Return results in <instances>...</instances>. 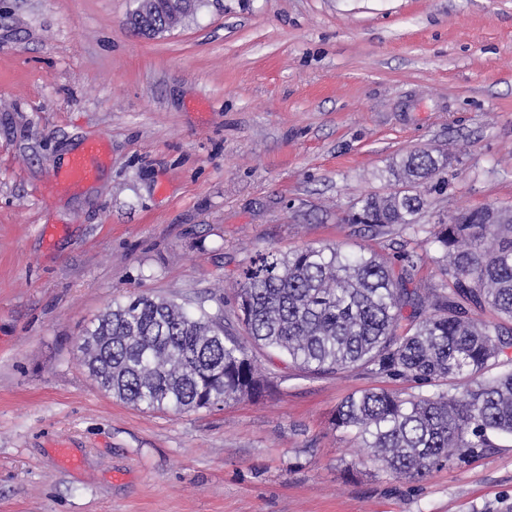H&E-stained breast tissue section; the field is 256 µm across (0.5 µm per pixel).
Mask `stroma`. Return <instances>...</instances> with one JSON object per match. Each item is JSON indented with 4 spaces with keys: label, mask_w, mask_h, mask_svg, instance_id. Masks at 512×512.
Wrapping results in <instances>:
<instances>
[{
    "label": "stroma",
    "mask_w": 512,
    "mask_h": 512,
    "mask_svg": "<svg viewBox=\"0 0 512 512\" xmlns=\"http://www.w3.org/2000/svg\"><path fill=\"white\" fill-rule=\"evenodd\" d=\"M137 6L0 0V512H512L510 437L419 481L365 463L330 416L367 369L256 347L262 397L149 411L75 345L130 296L233 316L264 248L405 247L434 297L431 244L344 218L422 148L453 156L426 226L512 207V0H203L152 38ZM97 135L98 179L58 186Z\"/></svg>",
    "instance_id": "1"
}]
</instances>
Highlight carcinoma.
Here are the masks:
<instances>
[{"label": "carcinoma", "mask_w": 512, "mask_h": 512, "mask_svg": "<svg viewBox=\"0 0 512 512\" xmlns=\"http://www.w3.org/2000/svg\"><path fill=\"white\" fill-rule=\"evenodd\" d=\"M185 13L166 3L153 22ZM398 187L369 194L347 221L371 233L397 224L413 237L428 234L438 253L443 291L427 300L410 287L417 255H399V270L375 251L307 244L287 254L265 250L243 269L236 322L202 310L189 313L164 298L114 303L79 338L89 375L105 392L149 410L212 409L258 398L269 389L236 325L253 345L288 356L326 375L366 366L403 379L415 391L365 389L342 399L330 423L353 432L367 460L395 480H422L433 470L496 447L512 436V216L476 208L428 230L420 223L428 195L445 182L448 157L432 149L390 164ZM490 308L497 320H480ZM409 321L399 332L402 320ZM502 370L487 378L490 366ZM462 378L456 392L444 382Z\"/></svg>", "instance_id": "obj_1"}]
</instances>
